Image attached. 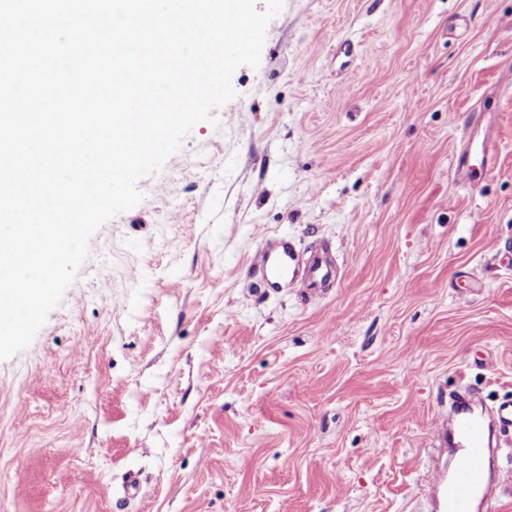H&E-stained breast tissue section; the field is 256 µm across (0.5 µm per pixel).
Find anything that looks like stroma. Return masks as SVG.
Wrapping results in <instances>:
<instances>
[{
	"label": "stroma",
	"instance_id": "obj_1",
	"mask_svg": "<svg viewBox=\"0 0 512 512\" xmlns=\"http://www.w3.org/2000/svg\"><path fill=\"white\" fill-rule=\"evenodd\" d=\"M232 86L0 360V512H431L451 395L512 400V0H285ZM258 263L267 288H278L288 279L289 282L308 281V297L321 295L325 288L336 279L332 261L324 252L315 257L311 265L303 263L295 244L286 237H281L265 247L258 256Z\"/></svg>",
	"mask_w": 512,
	"mask_h": 512
}]
</instances>
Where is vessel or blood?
<instances>
[{"mask_svg":"<svg viewBox=\"0 0 512 512\" xmlns=\"http://www.w3.org/2000/svg\"><path fill=\"white\" fill-rule=\"evenodd\" d=\"M258 263L266 287H279L286 280L306 281L312 297L336 278L329 254H319L312 264H305L295 244L285 237L265 247ZM450 409L449 416L436 420L432 433L447 441L454 462L435 470L429 494L435 512H474L476 502L491 497L486 478L494 455L493 436L512 427V400L487 408L478 392L465 389L453 395Z\"/></svg>","mask_w":512,"mask_h":512,"instance_id":"obj_1","label":"vessel or blood"}]
</instances>
